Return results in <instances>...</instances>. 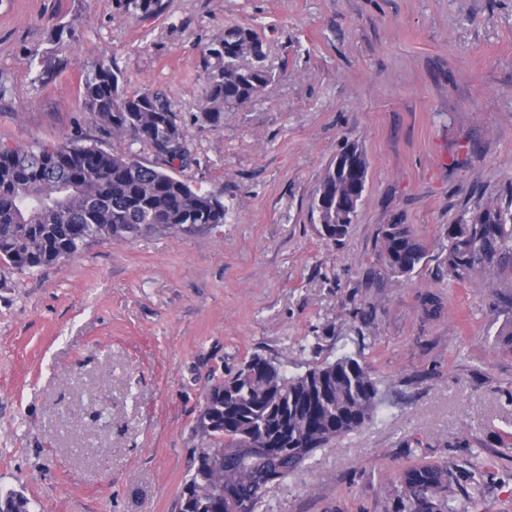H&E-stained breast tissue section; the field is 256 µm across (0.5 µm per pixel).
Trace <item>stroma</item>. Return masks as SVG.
I'll use <instances>...</instances> for the list:
<instances>
[{
    "label": "stroma",
    "instance_id": "1",
    "mask_svg": "<svg viewBox=\"0 0 512 512\" xmlns=\"http://www.w3.org/2000/svg\"><path fill=\"white\" fill-rule=\"evenodd\" d=\"M136 20L112 0H0V145L79 138L157 165L100 132L79 94L112 57L129 90L164 92L188 130L172 172L221 197L222 224L103 239L30 273L0 264V490L37 512H178L211 374L252 355L291 373L363 352L389 388L372 424L317 452L254 512H391L385 488L421 460L480 465L465 512H512V267L453 280L449 225L512 205V0H166ZM78 24L56 81L34 49ZM255 29L274 81L214 124L207 47ZM366 190L347 236L309 204L341 146ZM428 249L396 281L382 225Z\"/></svg>",
    "mask_w": 512,
    "mask_h": 512
}]
</instances>
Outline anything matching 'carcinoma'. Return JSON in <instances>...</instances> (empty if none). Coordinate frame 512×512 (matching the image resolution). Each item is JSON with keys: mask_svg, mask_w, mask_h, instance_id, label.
I'll use <instances>...</instances> for the list:
<instances>
[{"mask_svg": "<svg viewBox=\"0 0 512 512\" xmlns=\"http://www.w3.org/2000/svg\"><path fill=\"white\" fill-rule=\"evenodd\" d=\"M140 20L166 10L165 0H112ZM62 26L53 51L31 50L38 78L48 83L68 66ZM202 117L218 123L224 111L244 106L273 82L274 73L255 32L234 27L208 48ZM86 112L114 138L151 146L168 164L186 160L187 129L167 96L127 90V80L105 55L85 66L79 87ZM355 179L329 165L310 202L321 237L339 242L356 213L336 209ZM224 202L201 194L168 170L97 144L0 147V263L32 272L66 261L88 244L186 228L204 232L224 223ZM378 255L397 278L422 270L427 247L408 224H385ZM448 274L466 282L497 264H512V211L487 207L448 227ZM381 381L359 354H343L289 375L276 359L253 355L232 375L211 383L195 435L205 442L185 482L179 512H253L259 497L302 470L317 450L371 423L385 402ZM463 477L452 462L419 461L388 489L392 512H459ZM0 512H34L20 490L0 494Z\"/></svg>", "mask_w": 512, "mask_h": 512, "instance_id": "obj_1", "label": "carcinoma"}]
</instances>
